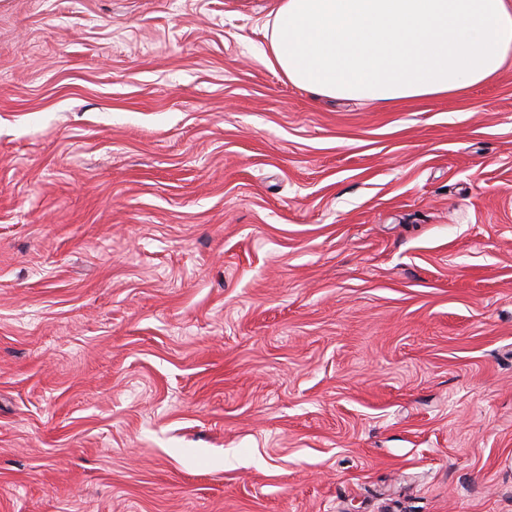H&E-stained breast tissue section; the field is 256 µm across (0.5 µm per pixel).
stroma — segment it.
<instances>
[{
  "label": "stroma",
  "instance_id": "stroma-1",
  "mask_svg": "<svg viewBox=\"0 0 512 512\" xmlns=\"http://www.w3.org/2000/svg\"><path fill=\"white\" fill-rule=\"evenodd\" d=\"M271 0H0V512H512V67L384 108Z\"/></svg>",
  "mask_w": 512,
  "mask_h": 512
}]
</instances>
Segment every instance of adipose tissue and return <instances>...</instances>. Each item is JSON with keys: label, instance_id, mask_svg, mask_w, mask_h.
<instances>
[{"label": "adipose tissue", "instance_id": "obj_1", "mask_svg": "<svg viewBox=\"0 0 512 512\" xmlns=\"http://www.w3.org/2000/svg\"><path fill=\"white\" fill-rule=\"evenodd\" d=\"M270 14L267 62L324 97L445 96L512 60V0H274Z\"/></svg>", "mask_w": 512, "mask_h": 512}]
</instances>
